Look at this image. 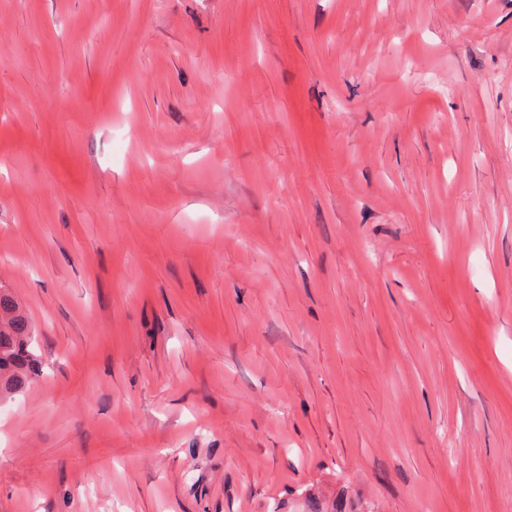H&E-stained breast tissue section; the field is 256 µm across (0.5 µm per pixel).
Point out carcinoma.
<instances>
[{
  "mask_svg": "<svg viewBox=\"0 0 512 512\" xmlns=\"http://www.w3.org/2000/svg\"><path fill=\"white\" fill-rule=\"evenodd\" d=\"M33 324L10 293L0 290V393L26 386L39 375L29 349Z\"/></svg>",
  "mask_w": 512,
  "mask_h": 512,
  "instance_id": "carcinoma-1",
  "label": "carcinoma"
}]
</instances>
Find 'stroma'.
<instances>
[{"instance_id":"stroma-1","label":"stroma","mask_w":512,"mask_h":512,"mask_svg":"<svg viewBox=\"0 0 512 512\" xmlns=\"http://www.w3.org/2000/svg\"><path fill=\"white\" fill-rule=\"evenodd\" d=\"M0 512H512V0H0ZM33 324L10 293L0 289V393L22 389L39 368L29 341Z\"/></svg>"}]
</instances>
